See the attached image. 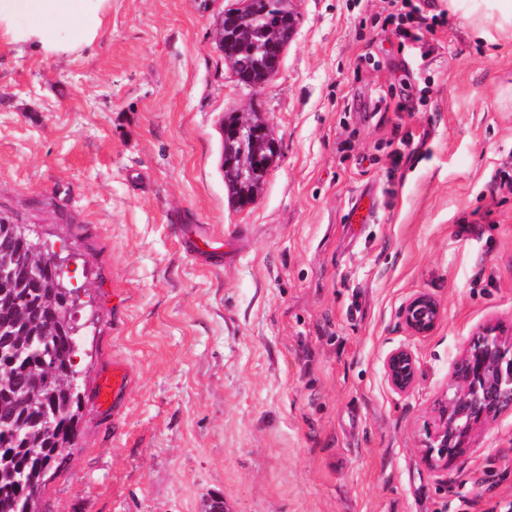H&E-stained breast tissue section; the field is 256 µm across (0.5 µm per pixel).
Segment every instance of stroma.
Segmentation results:
<instances>
[{"mask_svg": "<svg viewBox=\"0 0 512 512\" xmlns=\"http://www.w3.org/2000/svg\"><path fill=\"white\" fill-rule=\"evenodd\" d=\"M413 2L444 19L420 42L390 0H288L259 91L214 39L243 0H112L72 54L0 43V217L69 258L92 320L39 512H512V414L446 471L418 452L461 348L512 330V33L471 25L481 0ZM241 111L279 148L244 208L221 167ZM418 293L441 308L423 338L400 318ZM116 362L117 415L96 398ZM383 371L390 388L399 395H405L414 388L418 361L410 349L400 346L386 355Z\"/></svg>", "mask_w": 512, "mask_h": 512, "instance_id": "stroma-1", "label": "stroma"}]
</instances>
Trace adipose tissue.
<instances>
[{"label":"adipose tissue","mask_w":512,"mask_h":512,"mask_svg":"<svg viewBox=\"0 0 512 512\" xmlns=\"http://www.w3.org/2000/svg\"><path fill=\"white\" fill-rule=\"evenodd\" d=\"M111 9L112 0H0V42L68 54L97 39Z\"/></svg>","instance_id":"obj_1"}]
</instances>
